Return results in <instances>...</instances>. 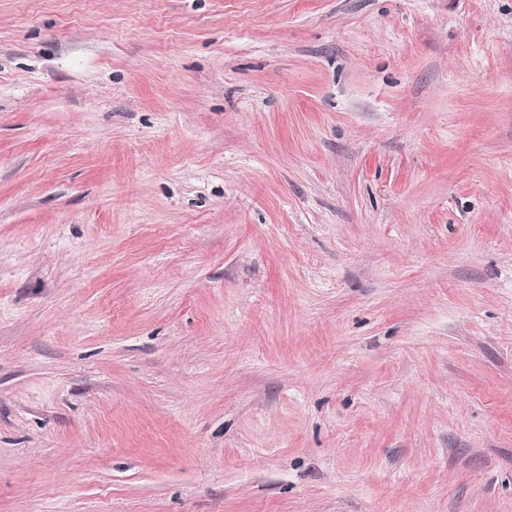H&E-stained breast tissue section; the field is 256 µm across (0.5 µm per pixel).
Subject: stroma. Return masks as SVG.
Segmentation results:
<instances>
[{"label": "stroma", "instance_id": "stroma-1", "mask_svg": "<svg viewBox=\"0 0 512 512\" xmlns=\"http://www.w3.org/2000/svg\"><path fill=\"white\" fill-rule=\"evenodd\" d=\"M0 512H512V0H0Z\"/></svg>", "mask_w": 512, "mask_h": 512}]
</instances>
